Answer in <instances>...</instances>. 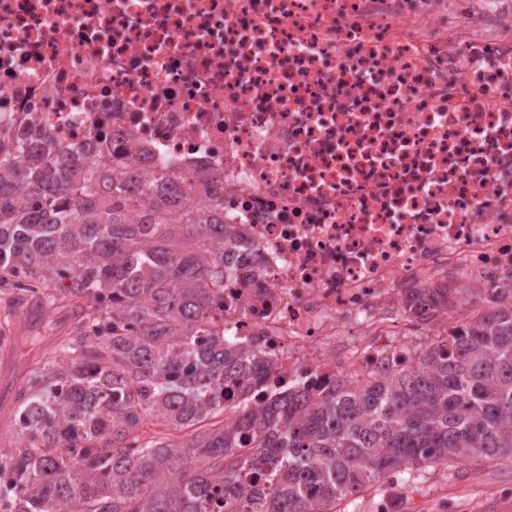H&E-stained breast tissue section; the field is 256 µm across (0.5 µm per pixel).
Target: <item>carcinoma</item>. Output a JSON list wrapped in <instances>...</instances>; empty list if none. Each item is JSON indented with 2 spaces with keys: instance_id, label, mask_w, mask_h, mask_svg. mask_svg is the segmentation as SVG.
Here are the masks:
<instances>
[{
  "instance_id": "obj_1",
  "label": "carcinoma",
  "mask_w": 512,
  "mask_h": 512,
  "mask_svg": "<svg viewBox=\"0 0 512 512\" xmlns=\"http://www.w3.org/2000/svg\"><path fill=\"white\" fill-rule=\"evenodd\" d=\"M121 165L0 138V295L42 312L33 344L52 313L72 322L17 392L0 512H332L407 471L512 464L502 286L448 288L446 308L472 303L477 321L381 376L254 400L247 381L270 380L271 361L210 322L233 278L224 194L189 202L180 175ZM218 412L182 443L139 433Z\"/></svg>"
}]
</instances>
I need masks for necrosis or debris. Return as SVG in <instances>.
I'll use <instances>...</instances> for the list:
<instances>
[{"label":"necrosis or debris","mask_w":512,"mask_h":512,"mask_svg":"<svg viewBox=\"0 0 512 512\" xmlns=\"http://www.w3.org/2000/svg\"><path fill=\"white\" fill-rule=\"evenodd\" d=\"M0 134L224 182L215 330L383 374L415 291L512 271V0H0Z\"/></svg>","instance_id":"4bbe7bcc"}]
</instances>
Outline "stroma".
Masks as SVG:
<instances>
[{
  "mask_svg": "<svg viewBox=\"0 0 512 512\" xmlns=\"http://www.w3.org/2000/svg\"><path fill=\"white\" fill-rule=\"evenodd\" d=\"M53 325L40 345L27 343L14 328L7 348H0V454L9 453L14 430L11 416L15 394L35 362L53 352L60 335ZM389 512H512V466L465 465L428 468L384 481L363 493L337 502L335 512H378L381 501Z\"/></svg>",
  "mask_w": 512,
  "mask_h": 512,
  "instance_id": "35a3bbf8",
  "label": "stroma"
}]
</instances>
